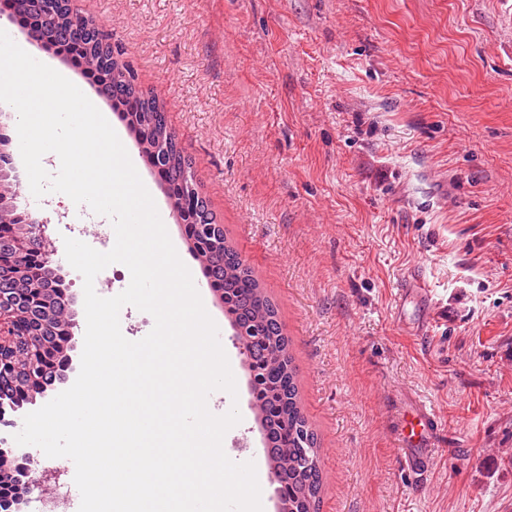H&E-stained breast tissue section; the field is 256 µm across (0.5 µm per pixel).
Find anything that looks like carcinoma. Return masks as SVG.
Here are the masks:
<instances>
[{"mask_svg":"<svg viewBox=\"0 0 512 512\" xmlns=\"http://www.w3.org/2000/svg\"><path fill=\"white\" fill-rule=\"evenodd\" d=\"M14 10L30 21L38 39L74 47L98 76L99 92L122 112L142 156L164 177L174 213L191 224L193 251L209 283L222 291L224 316L249 373L251 408L260 426L263 450L277 484V499L287 512H320L323 486L320 442L304 413L290 342L276 304L267 295L239 251L224 235L206 198L198 190L192 162L179 146L158 101L144 93L131 65L114 57L112 45L97 26L82 20L73 0H12ZM9 179L0 178V221L15 204ZM38 285L55 310L51 320L22 306L24 335L55 336L70 326L71 299L57 267H40Z\"/></svg>","mask_w":512,"mask_h":512,"instance_id":"1","label":"carcinoma"}]
</instances>
